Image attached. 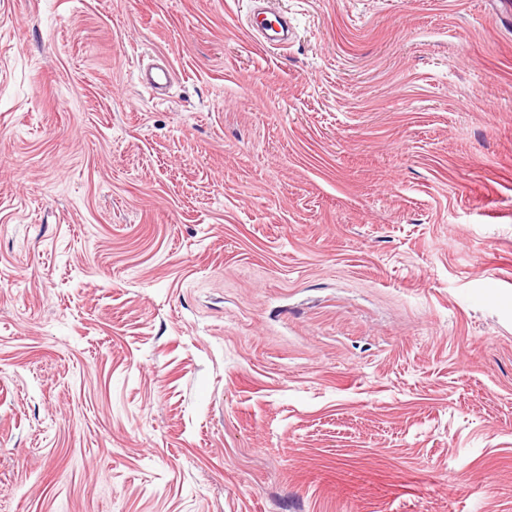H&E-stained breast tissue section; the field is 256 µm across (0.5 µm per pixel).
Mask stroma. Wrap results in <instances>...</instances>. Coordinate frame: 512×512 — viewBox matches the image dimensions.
Wrapping results in <instances>:
<instances>
[{
	"label": "stroma",
	"mask_w": 512,
	"mask_h": 512,
	"mask_svg": "<svg viewBox=\"0 0 512 512\" xmlns=\"http://www.w3.org/2000/svg\"><path fill=\"white\" fill-rule=\"evenodd\" d=\"M273 6L0 0V512H512V9ZM171 71L166 67L152 66L141 71V81L157 94L162 93L170 84Z\"/></svg>",
	"instance_id": "35a3bbf8"
}]
</instances>
